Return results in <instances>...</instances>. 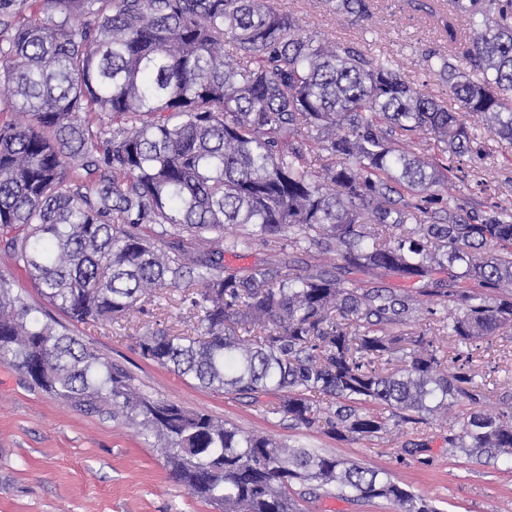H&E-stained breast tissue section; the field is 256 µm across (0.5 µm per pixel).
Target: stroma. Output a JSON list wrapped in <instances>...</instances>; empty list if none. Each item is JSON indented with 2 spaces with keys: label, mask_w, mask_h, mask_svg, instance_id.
Here are the masks:
<instances>
[{
  "label": "stroma",
  "mask_w": 512,
  "mask_h": 512,
  "mask_svg": "<svg viewBox=\"0 0 512 512\" xmlns=\"http://www.w3.org/2000/svg\"><path fill=\"white\" fill-rule=\"evenodd\" d=\"M367 20L335 13L323 0H282L301 33L347 44L368 55L390 54L419 88L447 98L448 89L429 72L428 51L444 40L432 20L411 0H372ZM471 125L488 157L455 189L475 204H512V144L490 134L481 119ZM189 312L181 291L159 290L146 312L131 321L76 324L84 343L121 366L144 394L222 419L244 431L340 456L385 472L431 501L438 512H512V459L475 461L448 447V424H412L374 442L339 441L267 413L262 405L197 386L173 368L145 359L138 333L186 330ZM483 381L482 410L501 407L502 387L512 383V336H494L473 353ZM410 442L424 453L407 455ZM0 512H221L169 475L161 444L107 409L90 410L35 387L15 367L0 362Z\"/></svg>",
  "instance_id": "stroma-1"
}]
</instances>
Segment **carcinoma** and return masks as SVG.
<instances>
[{"label": "carcinoma", "instance_id": "obj_1", "mask_svg": "<svg viewBox=\"0 0 512 512\" xmlns=\"http://www.w3.org/2000/svg\"><path fill=\"white\" fill-rule=\"evenodd\" d=\"M324 2L369 16L370 0ZM443 2L444 16L414 0L448 41L425 62L453 111L397 60L303 35L269 0H0V115L22 117L0 121V232L16 269L77 323L183 292L193 332H146L144 358L256 404L274 395L270 412L340 441L447 417L449 448L511 456L512 400L479 409L472 353L456 349L449 368L439 342L512 332V206L448 193L482 153L470 118L512 142V0ZM426 128L442 155H416ZM257 243L273 258L224 266ZM313 250L344 275L299 263ZM366 269L395 283L366 284ZM422 296L444 298L429 328ZM0 360L154 434L171 478L223 512H301L298 497L321 490L438 512L383 472L139 394L2 271Z\"/></svg>", "mask_w": 512, "mask_h": 512}]
</instances>
